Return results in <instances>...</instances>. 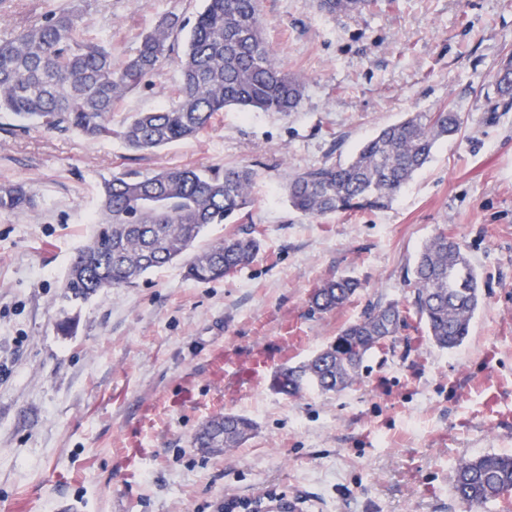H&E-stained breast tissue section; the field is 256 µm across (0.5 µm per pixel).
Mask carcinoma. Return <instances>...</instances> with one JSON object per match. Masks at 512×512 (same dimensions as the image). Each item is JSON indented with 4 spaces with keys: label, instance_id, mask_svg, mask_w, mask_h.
<instances>
[{
    "label": "carcinoma",
    "instance_id": "1",
    "mask_svg": "<svg viewBox=\"0 0 512 512\" xmlns=\"http://www.w3.org/2000/svg\"><path fill=\"white\" fill-rule=\"evenodd\" d=\"M370 5L371 0H318L320 11L331 16L360 14ZM180 41L184 54L175 98L157 111L126 119L120 136L128 149L154 152L195 138L227 107L286 114L299 106L304 82L273 59L261 35L260 0H205L190 27L177 14L162 16L119 66L110 49L86 37L81 15L68 7L13 29L0 40V112L85 138H110L116 103L149 81ZM461 126L460 114L449 109L413 112L381 129L349 161L290 178L289 205L313 217L384 209L430 161L436 143ZM255 178L254 170L238 166L113 175L104 184L96 231L73 257L64 288L88 298L105 288L133 287L149 271L175 261L196 282L220 280L248 265L259 249L254 238L224 239L202 250L196 240L208 225L236 220L252 207ZM35 206L24 186L0 188V209ZM451 270L465 274L463 285L448 284ZM409 286L406 302L372 305L311 359L280 368L272 388L296 396L308 385L325 392L350 387L364 360L392 347L411 318L437 348L461 347L480 305L479 278L462 244L446 229L422 245ZM359 287L357 280L339 276L313 293L312 307L330 311ZM253 429L251 419L226 414L203 425L193 446L210 448L222 435L223 447L235 448ZM454 491L475 512L506 499L512 494V456L460 461Z\"/></svg>",
    "mask_w": 512,
    "mask_h": 512
}]
</instances>
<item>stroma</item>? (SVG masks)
<instances>
[{
	"instance_id": "1",
	"label": "stroma",
	"mask_w": 512,
	"mask_h": 512,
	"mask_svg": "<svg viewBox=\"0 0 512 512\" xmlns=\"http://www.w3.org/2000/svg\"><path fill=\"white\" fill-rule=\"evenodd\" d=\"M90 38L121 64L160 17L191 19L203 0H68ZM52 0H0V36L37 21ZM277 63L305 81L297 110L229 107L198 137L153 153L0 112V187L24 185L34 209H0V512H226L267 496L310 512H469L459 461L512 454V108L496 75L512 52V0H377L328 16L317 0H263ZM170 58L112 114L168 104ZM449 107L464 124L386 209L309 217L289 207L293 175L344 162L411 112ZM245 166L257 177L244 221L197 240L251 235L247 267L201 283L174 262L131 288L77 299L64 288L113 174ZM445 228L478 274L481 303L464 345L433 346L416 321L370 356L340 392L292 397L270 383L225 392L224 350L256 348L287 323L277 366H295L382 301L409 293L421 245ZM357 294L319 312L313 291L337 276ZM250 418L235 448H197L209 420Z\"/></svg>"
}]
</instances>
